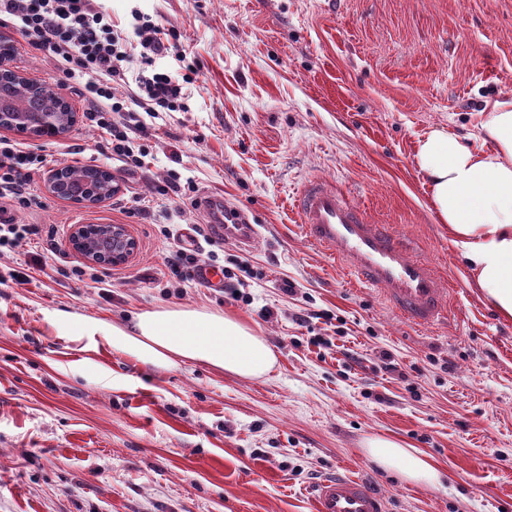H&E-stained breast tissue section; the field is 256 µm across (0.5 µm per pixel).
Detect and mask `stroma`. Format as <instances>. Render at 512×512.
Masks as SVG:
<instances>
[{
  "label": "stroma",
  "mask_w": 512,
  "mask_h": 512,
  "mask_svg": "<svg viewBox=\"0 0 512 512\" xmlns=\"http://www.w3.org/2000/svg\"><path fill=\"white\" fill-rule=\"evenodd\" d=\"M97 3L125 32L133 11L157 17L200 72L183 109L155 119L145 169L130 170L101 150L89 93L0 25L15 68L78 116L61 135L27 137L50 160L33 182L44 207L7 213L31 232L0 250V512H313L316 483L337 472L369 481L386 512H512V321L449 247L413 162L433 126L481 146L479 110L512 97V0ZM67 164L105 167L118 193L95 207L50 194L49 172ZM313 177L435 263L446 322L409 325L308 242L294 200ZM208 193L248 213L258 250L209 230L195 205ZM77 224L125 225L137 249L98 266V281L76 279ZM185 228L232 287L171 272ZM169 304L244 319L276 368L247 379L144 365L82 349L59 325ZM374 435L425 452L441 485L382 471L363 450Z\"/></svg>",
  "instance_id": "stroma-1"
}]
</instances>
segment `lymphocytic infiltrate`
<instances>
[{
  "instance_id": "obj_1",
  "label": "lymphocytic infiltrate",
  "mask_w": 512,
  "mask_h": 512,
  "mask_svg": "<svg viewBox=\"0 0 512 512\" xmlns=\"http://www.w3.org/2000/svg\"><path fill=\"white\" fill-rule=\"evenodd\" d=\"M0 15L15 21L29 44L47 51L67 79L83 82L94 104L89 119L105 135L102 150L128 169L142 168L141 143L152 138V128L140 121H120L119 116L129 104L151 117L179 108L181 84L153 67L156 58L175 49L177 34L165 30L156 17L139 12L133 15L132 34H125L95 0H0ZM134 53L142 65L136 89L117 97L113 84L123 78V65ZM44 161L29 145L0 138V205L28 212L41 209L31 184Z\"/></svg>"
}]
</instances>
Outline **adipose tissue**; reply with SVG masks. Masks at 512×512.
Returning <instances> with one entry per match:
<instances>
[{"mask_svg":"<svg viewBox=\"0 0 512 512\" xmlns=\"http://www.w3.org/2000/svg\"><path fill=\"white\" fill-rule=\"evenodd\" d=\"M482 147L435 126L415 144L417 172L431 210L448 227V243L501 318L512 320V97L488 102L478 114ZM63 331L106 345L141 363L175 367L203 363L241 378H258L275 365L274 347L241 319L173 306L146 311L131 325L62 315ZM367 456L415 484L432 485L439 473L418 449L383 436L365 441Z\"/></svg>","mask_w":512,"mask_h":512,"instance_id":"obj_1","label":"adipose tissue"}]
</instances>
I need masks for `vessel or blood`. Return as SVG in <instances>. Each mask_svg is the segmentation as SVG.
Wrapping results in <instances>:
<instances>
[{"label": "vessel or blood", "instance_id": "1", "mask_svg": "<svg viewBox=\"0 0 512 512\" xmlns=\"http://www.w3.org/2000/svg\"><path fill=\"white\" fill-rule=\"evenodd\" d=\"M198 207L225 240L248 251L259 247L256 226L244 211L225 207L222 196L200 197ZM296 210L309 241L378 289L396 314L418 327L447 319L450 293L435 265L415 256L390 225L370 223L365 211L335 184L309 179ZM314 500L315 512H386L382 495L341 474L320 481Z\"/></svg>", "mask_w": 512, "mask_h": 512}]
</instances>
